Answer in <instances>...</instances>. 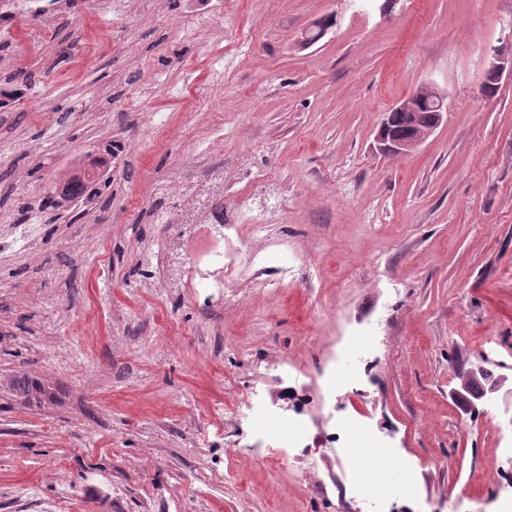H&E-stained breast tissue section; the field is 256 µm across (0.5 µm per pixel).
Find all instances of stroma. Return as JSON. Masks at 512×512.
Here are the masks:
<instances>
[{
	"label": "stroma",
	"instance_id": "obj_1",
	"mask_svg": "<svg viewBox=\"0 0 512 512\" xmlns=\"http://www.w3.org/2000/svg\"><path fill=\"white\" fill-rule=\"evenodd\" d=\"M495 47L512 56V0H0V512H357L354 485L391 480L394 512H490L512 423V78L484 95ZM425 82L447 118L381 153L386 112ZM217 159V208L249 190L287 200L286 221L226 226L225 252L267 260L229 268L223 292L192 291L178 260L157 289L168 234L199 259L209 230L149 185L181 167L206 204ZM280 239L294 276L272 293ZM368 331L340 401L401 470L321 435L272 473L240 399L264 388L316 415L309 375ZM487 356L492 419L456 394ZM23 375L52 400L17 394Z\"/></svg>",
	"mask_w": 512,
	"mask_h": 512
}]
</instances>
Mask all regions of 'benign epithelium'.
<instances>
[{"mask_svg":"<svg viewBox=\"0 0 512 512\" xmlns=\"http://www.w3.org/2000/svg\"><path fill=\"white\" fill-rule=\"evenodd\" d=\"M506 71L512 75V59L499 53L493 55L487 78L497 83ZM392 111L408 113L409 126L400 134H392L390 118H385L377 134L379 149L386 155L405 154L417 149L441 124L447 112L445 95L434 84L424 83L407 99L393 106Z\"/></svg>","mask_w":512,"mask_h":512,"instance_id":"benign-epithelium-1","label":"benign epithelium"}]
</instances>
